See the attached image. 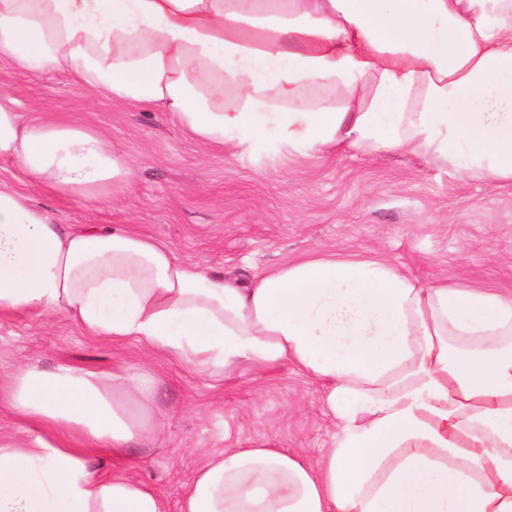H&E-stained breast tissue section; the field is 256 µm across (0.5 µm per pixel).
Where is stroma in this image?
Listing matches in <instances>:
<instances>
[{"label":"stroma","instance_id":"obj_1","mask_svg":"<svg viewBox=\"0 0 512 512\" xmlns=\"http://www.w3.org/2000/svg\"><path fill=\"white\" fill-rule=\"evenodd\" d=\"M0 82L24 119L98 128L131 158L132 190L83 204L31 190L60 224H124L185 262L248 280L321 251L383 256L426 281L512 293V184L453 178L411 157L330 150L291 155L275 145L232 155L207 148L161 112L110 102L68 74ZM30 357L95 371L147 367L166 415L144 458L128 464L88 450L89 470L149 483L178 512L202 458L273 446L314 462L334 430L321 385L286 364L255 376L202 372L134 340L88 336L60 314L0 316V375Z\"/></svg>","mask_w":512,"mask_h":512}]
</instances>
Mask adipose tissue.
<instances>
[{
	"label": "adipose tissue",
	"mask_w": 512,
	"mask_h": 512,
	"mask_svg": "<svg viewBox=\"0 0 512 512\" xmlns=\"http://www.w3.org/2000/svg\"><path fill=\"white\" fill-rule=\"evenodd\" d=\"M0 61L66 71L171 116L203 145L410 156L512 183V0H0ZM0 316L59 313L198 370L290 363L336 430L314 464L276 448L206 455L179 512H512V296L323 254L240 281L115 225L55 223L27 187L93 203L129 189L101 131L23 120L0 88ZM157 380L27 360L0 408L42 437L0 444V512H167L149 484L88 471L160 425Z\"/></svg>",
	"instance_id": "1"
}]
</instances>
